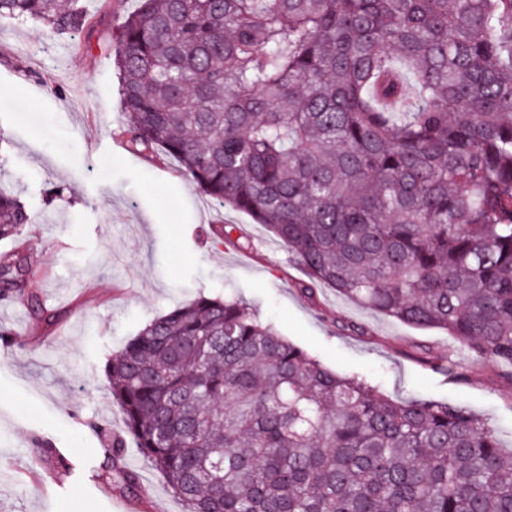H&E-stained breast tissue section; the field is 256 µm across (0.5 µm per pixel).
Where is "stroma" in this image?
Segmentation results:
<instances>
[{
	"label": "stroma",
	"mask_w": 512,
	"mask_h": 512,
	"mask_svg": "<svg viewBox=\"0 0 512 512\" xmlns=\"http://www.w3.org/2000/svg\"><path fill=\"white\" fill-rule=\"evenodd\" d=\"M92 29L53 38L33 22L0 21V190L32 215L0 254L27 255L30 297L0 301V512H184L135 446L126 462L135 496L98 483L108 431L123 422L103 367L155 317L198 293L255 305L263 321L341 374L391 399L466 406L512 452V380L447 332L418 329L319 287H297L302 267L246 213L200 195L176 163L124 144L111 47L137 0H84ZM64 187L65 202L47 194ZM234 225L211 241L216 220ZM448 356L465 383L431 370ZM66 449L69 470L40 460Z\"/></svg>",
	"instance_id": "obj_1"
}]
</instances>
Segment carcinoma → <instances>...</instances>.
<instances>
[{
  "mask_svg": "<svg viewBox=\"0 0 512 512\" xmlns=\"http://www.w3.org/2000/svg\"><path fill=\"white\" fill-rule=\"evenodd\" d=\"M0 19L92 25L79 0H0ZM115 61L126 148L265 226L302 293L512 372V0H138ZM29 223L0 191V241ZM28 283L0 254V300ZM105 374L124 433L97 478L121 495L130 438L186 512H512V455L477 416L339 375L238 300L156 317Z\"/></svg>",
  "mask_w": 512,
  "mask_h": 512,
  "instance_id": "obj_1",
  "label": "carcinoma"
}]
</instances>
